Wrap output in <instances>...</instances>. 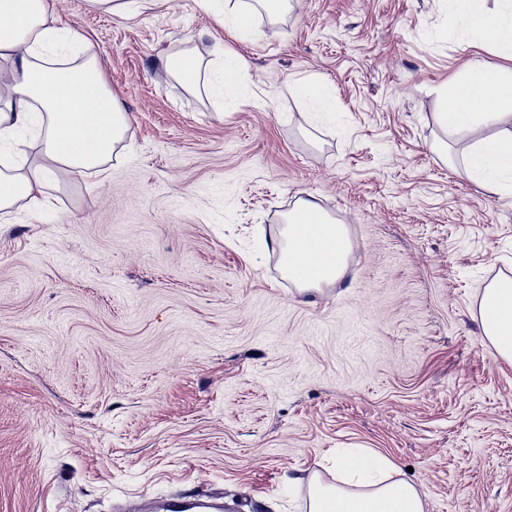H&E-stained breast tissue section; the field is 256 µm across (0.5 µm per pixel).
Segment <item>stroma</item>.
I'll use <instances>...</instances> for the list:
<instances>
[{
	"instance_id": "35a3bbf8",
	"label": "stroma",
	"mask_w": 512,
	"mask_h": 512,
	"mask_svg": "<svg viewBox=\"0 0 512 512\" xmlns=\"http://www.w3.org/2000/svg\"><path fill=\"white\" fill-rule=\"evenodd\" d=\"M57 0L129 126L101 166L0 223V512H119L219 495L301 512L338 450L389 456L425 512H512V363L482 335L512 279V195L437 150L463 66L511 68L449 0H286L253 11ZM241 65L234 97L163 69ZM318 82L334 110L309 112ZM302 199L347 225L342 279L283 274ZM165 69L168 73L177 76L191 90H199L201 85L210 92L213 89L211 77L207 76L202 80L201 66L191 57L168 59L165 62Z\"/></svg>"
}]
</instances>
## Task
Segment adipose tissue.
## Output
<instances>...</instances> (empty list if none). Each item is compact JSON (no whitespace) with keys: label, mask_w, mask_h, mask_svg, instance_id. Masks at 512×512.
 Returning <instances> with one entry per match:
<instances>
[{"label":"adipose tissue","mask_w":512,"mask_h":512,"mask_svg":"<svg viewBox=\"0 0 512 512\" xmlns=\"http://www.w3.org/2000/svg\"><path fill=\"white\" fill-rule=\"evenodd\" d=\"M467 32L485 43L512 48V8L490 13L486 0H455ZM53 0H0V59L9 66L0 72L9 99L0 102V221L10 209L27 202L32 210L47 207L41 188L46 180L60 181L74 172L99 166L125 133L128 117L116 103L94 58L66 66L42 60L49 47L65 49L76 32L53 25ZM435 120L449 134L473 132L489 123L499 133L457 143L452 157L462 172L494 193H512V72L469 67L439 96ZM40 124L41 162L28 174L13 173L21 131ZM288 245L284 267L302 275L303 288L320 290L341 277L350 242L346 225L336 223L315 202L301 201L288 214ZM482 333L497 354L512 362V281L486 288L480 308ZM337 481L311 477L308 512H423L417 488L405 479H391V461L365 449L337 456Z\"/></svg>","instance_id":"ef3b65f1"}]
</instances>
